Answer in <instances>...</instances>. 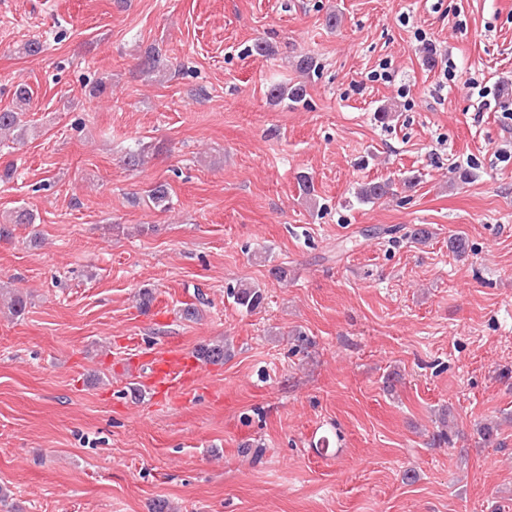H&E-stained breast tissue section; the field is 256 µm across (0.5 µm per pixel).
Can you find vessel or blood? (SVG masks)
Returning a JSON list of instances; mask_svg holds the SVG:
<instances>
[{"mask_svg": "<svg viewBox=\"0 0 512 512\" xmlns=\"http://www.w3.org/2000/svg\"><path fill=\"white\" fill-rule=\"evenodd\" d=\"M151 372L144 384L171 403L187 399L201 379V368L194 357L182 348L171 347L152 353Z\"/></svg>", "mask_w": 512, "mask_h": 512, "instance_id": "vessel-or-blood-1", "label": "vessel or blood"}]
</instances>
